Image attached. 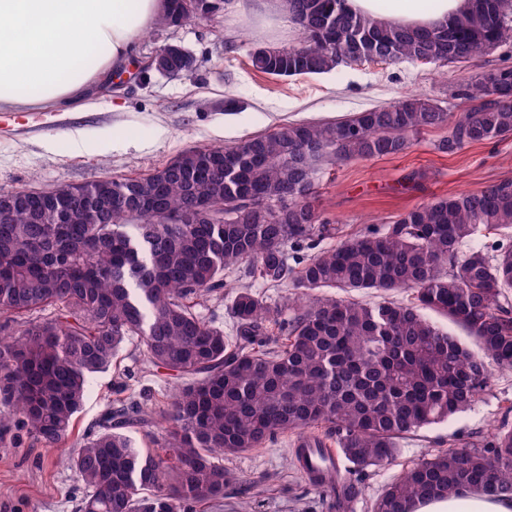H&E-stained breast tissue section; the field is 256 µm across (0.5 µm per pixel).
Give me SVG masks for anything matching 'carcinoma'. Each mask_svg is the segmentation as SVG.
I'll return each mask as SVG.
<instances>
[{
  "mask_svg": "<svg viewBox=\"0 0 512 512\" xmlns=\"http://www.w3.org/2000/svg\"><path fill=\"white\" fill-rule=\"evenodd\" d=\"M301 38L250 55L276 78L359 61L425 59L455 66L512 39V0H471L444 24L407 29L351 11L347 0H295ZM186 24L168 0L160 27ZM455 115L420 98L333 123H289L237 145L200 146L136 178L0 191V439L23 428L44 448L72 432L93 374L136 340L147 376L176 386L154 417L126 388L69 459L91 489L80 512H194L234 481L224 456L299 434L294 455L336 438L358 470L392 460L399 439L468 408L490 364L512 368V244L472 245L512 232V180L422 203L330 249L334 234L312 196L324 162L393 157L448 123L445 147L512 135V69L477 73ZM240 283L235 334L196 307ZM290 289L271 306L252 284ZM376 290L409 298L362 303ZM462 326L476 353L429 322ZM144 428L157 450L140 448ZM462 488L512 500V427L456 444L388 484L373 512Z\"/></svg>",
  "mask_w": 512,
  "mask_h": 512,
  "instance_id": "1",
  "label": "carcinoma"
}]
</instances>
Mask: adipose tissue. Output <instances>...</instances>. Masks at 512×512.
I'll use <instances>...</instances> for the list:
<instances>
[{"mask_svg": "<svg viewBox=\"0 0 512 512\" xmlns=\"http://www.w3.org/2000/svg\"><path fill=\"white\" fill-rule=\"evenodd\" d=\"M376 20L430 27L467 0H347ZM162 0H0V112H38L80 101L110 73L132 67ZM413 512H512V501L462 492Z\"/></svg>", "mask_w": 512, "mask_h": 512, "instance_id": "obj_1", "label": "adipose tissue"}]
</instances>
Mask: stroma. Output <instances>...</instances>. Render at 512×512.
Wrapping results in <instances>:
<instances>
[{
  "label": "stroma",
  "instance_id": "stroma-1",
  "mask_svg": "<svg viewBox=\"0 0 512 512\" xmlns=\"http://www.w3.org/2000/svg\"><path fill=\"white\" fill-rule=\"evenodd\" d=\"M225 0L210 18L144 33L141 54L167 44L192 52L199 68L177 76H136L104 90L94 87L88 108L55 112H0V191L59 183L81 185L102 177H137L178 154L202 146H230L286 123L323 124L418 96L444 111L464 105L465 78L487 67L512 68V41L453 68L413 61L362 63L288 79L255 71L258 47H289L300 35L292 20L264 29ZM82 131L85 146L72 133ZM127 146L109 149L113 136ZM447 127L417 134L405 154L324 167L313 205L337 232L329 248L367 227H381L413 207L458 195L485 183L512 179V136L446 150ZM135 343H127L110 369L97 374L64 447L47 449L23 429L0 443V512H78L90 490L65 459L94 434L118 382L141 387ZM512 425V369H493L471 408L447 422L401 439L391 463L361 473L363 495L353 512H372L387 484L424 457L452 443L479 444L501 424ZM294 434L224 459L236 478L221 500L197 512H337L330 489L313 486L297 468Z\"/></svg>",
  "mask_w": 512,
  "mask_h": 512
}]
</instances>
